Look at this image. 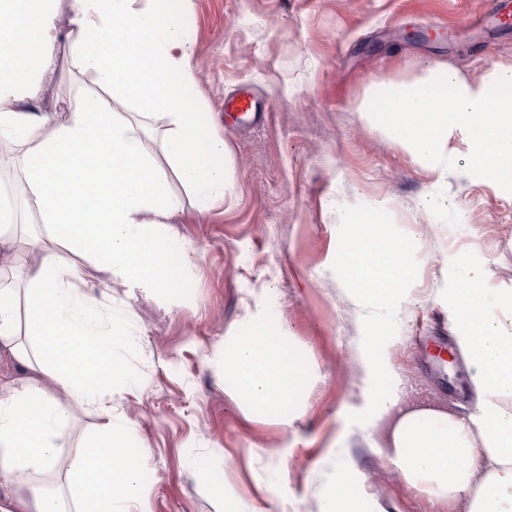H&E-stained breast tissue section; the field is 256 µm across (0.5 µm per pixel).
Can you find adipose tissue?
<instances>
[{"label":"adipose tissue","instance_id":"1","mask_svg":"<svg viewBox=\"0 0 512 512\" xmlns=\"http://www.w3.org/2000/svg\"><path fill=\"white\" fill-rule=\"evenodd\" d=\"M0 0V141L21 155V199L0 195V248L24 244L21 214L45 233L36 241L41 265L24 272L25 289L0 273V347L25 371L0 387V512H117L139 499L145 449L125 446L112 425L116 347L130 343L123 320L101 324V301L72 289L77 266L62 265L58 248L96 263L109 280L167 299L185 284L174 262L172 224L182 210L169 174L188 186L197 205L232 194L228 149L207 113L191 98V44L173 21L175 0ZM67 4L69 31L58 25ZM90 74L98 93L73 112L41 111L39 94L61 56ZM135 104L141 117L162 111L168 170L146 150L131 117L112 104ZM341 270L350 289L375 309L390 302L408 274L405 242L387 237L377 211L349 215ZM448 304L455 341L473 370L468 416L433 408L406 409L384 383L383 336L370 334L363 359L372 379L367 406L393 414L389 448L408 484L466 498L469 512L512 507V301L501 321L479 284L453 288ZM224 378L257 412L290 419L309 371L292 358L270 297L261 296L224 349ZM97 407L106 422L85 433L70 465L67 430L76 406ZM321 512H385L335 460L321 491Z\"/></svg>","mask_w":512,"mask_h":512}]
</instances>
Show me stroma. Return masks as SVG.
<instances>
[{"mask_svg": "<svg viewBox=\"0 0 512 512\" xmlns=\"http://www.w3.org/2000/svg\"><path fill=\"white\" fill-rule=\"evenodd\" d=\"M483 14L484 0H181L194 97L216 116L234 192L202 212L172 180L187 245L173 299L130 295L90 264L77 283L132 335L114 353L111 418L128 447L148 450L131 512H222L227 498L244 512H320L341 436L351 472L387 512H467L465 500L409 486L387 455V423L365 407L367 328L341 274V216L380 207L385 231L409 247L407 277L376 312L402 406L467 416V361L454 347L438 361L432 345L454 340L449 289L473 279L492 295L512 289V193L466 172L460 134L448 144L456 168L424 166L381 134L363 100L371 84H412L429 64L467 80L512 67V24ZM92 86L62 60L40 107L70 111ZM234 95L264 102V117L225 111ZM265 291L313 377L287 423L251 412L224 381V344Z\"/></svg>", "mask_w": 512, "mask_h": 512, "instance_id": "stroma-1", "label": "stroma"}]
</instances>
